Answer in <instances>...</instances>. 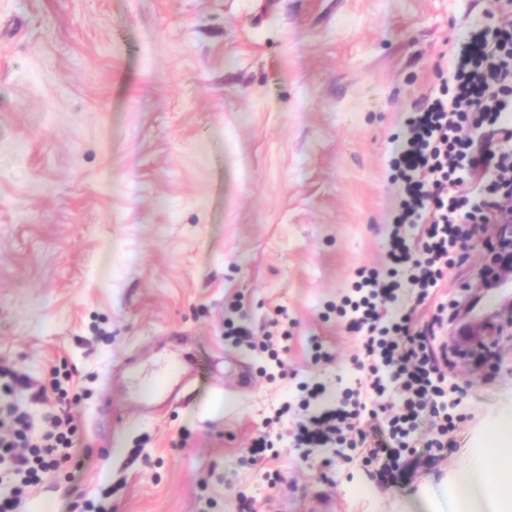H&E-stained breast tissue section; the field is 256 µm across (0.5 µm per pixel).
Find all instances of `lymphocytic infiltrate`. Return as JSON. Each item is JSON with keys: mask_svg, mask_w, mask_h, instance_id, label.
<instances>
[{"mask_svg": "<svg viewBox=\"0 0 512 512\" xmlns=\"http://www.w3.org/2000/svg\"><path fill=\"white\" fill-rule=\"evenodd\" d=\"M406 136L390 166L403 184L401 210L393 220L383 268L357 271L350 293L337 310L347 317L349 331L360 338L354 359L363 377L343 390L344 403L320 408L327 387L300 383L297 422L292 442L302 453L329 444L348 445L372 480H395L409 448L408 437L422 412H430L432 442L449 445L459 420L440 407L447 394L446 370L451 365L447 344L437 343L455 302L436 301L435 289L450 265L452 253L463 249L472 224L492 223L500 193L512 187V20L505 26L475 28L457 46L442 93L426 95L405 122ZM495 171L486 185L471 182L477 172ZM415 305L435 300L431 320L417 322L400 309L404 297ZM225 339L279 361L287 351L288 332H251L224 322ZM70 373L50 385L33 382L16 370L0 366V392L21 391L49 408L43 426H34L14 403L0 405V476L9 484L0 495V512H21L32 486L64 473L75 460L77 425L68 411ZM385 415L393 448L370 440L359 428L363 415Z\"/></svg>", "mask_w": 512, "mask_h": 512, "instance_id": "f902f5d3", "label": "lymphocytic infiltrate"}]
</instances>
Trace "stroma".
I'll list each match as a JSON object with an SVG mask.
<instances>
[{"mask_svg":"<svg viewBox=\"0 0 512 512\" xmlns=\"http://www.w3.org/2000/svg\"><path fill=\"white\" fill-rule=\"evenodd\" d=\"M504 7L0 0V363L42 383L68 366L79 395L81 464L35 486L28 512H439L512 402V315L491 357L448 372L454 448H431L421 418L394 483L285 440L245 457L299 381L333 399L354 384L357 339L330 307L384 256L394 136L459 36ZM500 232L475 226L442 299L474 292ZM234 304L258 335L287 307V378L225 340ZM176 364V396L149 394Z\"/></svg>","mask_w":512,"mask_h":512,"instance_id":"35a3bbf8","label":"stroma"}]
</instances>
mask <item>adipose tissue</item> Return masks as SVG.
I'll return each mask as SVG.
<instances>
[{"instance_id":"ef3b65f1","label":"adipose tissue","mask_w":512,"mask_h":512,"mask_svg":"<svg viewBox=\"0 0 512 512\" xmlns=\"http://www.w3.org/2000/svg\"><path fill=\"white\" fill-rule=\"evenodd\" d=\"M492 449H473L453 476L448 512H512V408L491 425Z\"/></svg>"}]
</instances>
